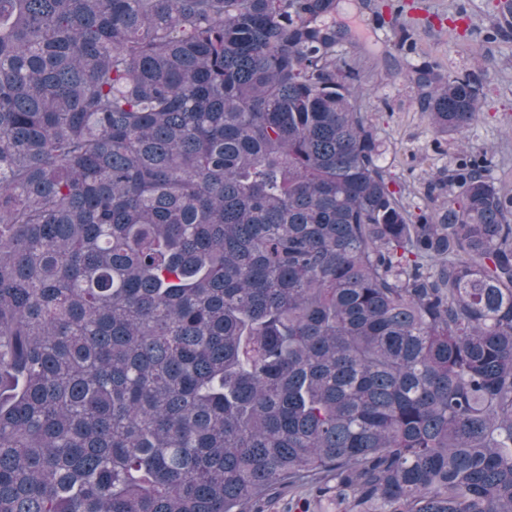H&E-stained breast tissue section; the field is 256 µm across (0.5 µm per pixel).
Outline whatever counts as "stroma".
<instances>
[{
	"mask_svg": "<svg viewBox=\"0 0 512 512\" xmlns=\"http://www.w3.org/2000/svg\"><path fill=\"white\" fill-rule=\"evenodd\" d=\"M387 0H340L365 40L343 45L361 69L362 107L378 126L386 163L412 204L427 202L428 176L458 155L455 141L435 133L421 112L411 80L414 68L438 63L442 72H473L482 82L481 114L466 133V150H492V178L512 188V29L498 19L501 0H408L392 23ZM470 15L471 25L460 18Z\"/></svg>",
	"mask_w": 512,
	"mask_h": 512,
	"instance_id": "35a3bbf8",
	"label": "stroma"
}]
</instances>
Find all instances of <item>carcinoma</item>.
Segmentation results:
<instances>
[{"mask_svg": "<svg viewBox=\"0 0 512 512\" xmlns=\"http://www.w3.org/2000/svg\"><path fill=\"white\" fill-rule=\"evenodd\" d=\"M337 7L0 0V512H512V190L411 210Z\"/></svg>", "mask_w": 512, "mask_h": 512, "instance_id": "1", "label": "carcinoma"}]
</instances>
